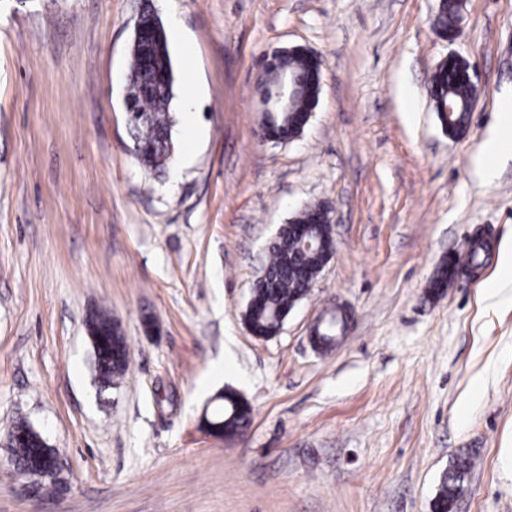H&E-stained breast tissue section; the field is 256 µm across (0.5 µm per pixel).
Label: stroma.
<instances>
[{
  "mask_svg": "<svg viewBox=\"0 0 512 512\" xmlns=\"http://www.w3.org/2000/svg\"><path fill=\"white\" fill-rule=\"evenodd\" d=\"M178 19L174 162L146 172L124 113L136 15ZM439 0H0V512H512V284L483 298L512 237V157L474 173L512 108V0H465L453 41ZM323 63L298 138L261 137L262 58ZM457 53L482 90L450 137L429 98ZM336 250L281 333L242 315L258 261L304 205ZM475 275L439 270L481 228ZM329 351L313 327L336 309ZM108 314L129 364L95 378L86 319ZM225 387L251 404L232 444L199 429ZM61 456L65 486L9 471L18 418ZM471 465L470 456H459L449 470L442 476L439 494L435 503L437 511L449 512L448 503L451 502L460 491Z\"/></svg>",
  "mask_w": 512,
  "mask_h": 512,
  "instance_id": "obj_1",
  "label": "stroma"
}]
</instances>
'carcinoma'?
<instances>
[{
    "mask_svg": "<svg viewBox=\"0 0 512 512\" xmlns=\"http://www.w3.org/2000/svg\"><path fill=\"white\" fill-rule=\"evenodd\" d=\"M460 2L441 0L436 22L452 27ZM130 55L129 76L134 83L142 85L137 100L138 113L129 125L133 149L144 168L162 172L171 163L174 151L170 105L174 98L175 76L166 32L158 33L157 45L150 55L142 54L141 48L135 46L131 47ZM430 96L437 102L444 100L451 104L450 115L439 117L441 124L448 125V133L465 131L469 125L473 92L458 70L448 66L435 71L431 77ZM318 97V84L313 80L306 79L294 89L290 111L278 114V124L287 125L286 138L293 140L301 135L308 123L307 114ZM325 213L326 209L319 205H307L297 209L282 228V232L290 237L296 235L297 230H302L316 241L315 250L297 249L286 257L277 241L268 246L267 261L254 282L243 317L254 336L269 339L279 333L296 302L309 293L308 281L334 251L332 231L323 222ZM87 328L99 342L96 359L98 379L109 386L126 369L128 347L125 336L112 318L103 312L90 315ZM215 398V408L211 414L202 417V425L219 439H233L247 426L251 407L234 389L227 388ZM7 447L18 466L41 475L34 493L48 494L63 484L62 471L43 468L48 444L26 421H19L9 431ZM471 465L470 457L459 456L442 476L435 503L437 512H449L448 503L460 491Z\"/></svg>",
    "mask_w": 512,
    "mask_h": 512,
    "instance_id": "1",
    "label": "carcinoma"
}]
</instances>
